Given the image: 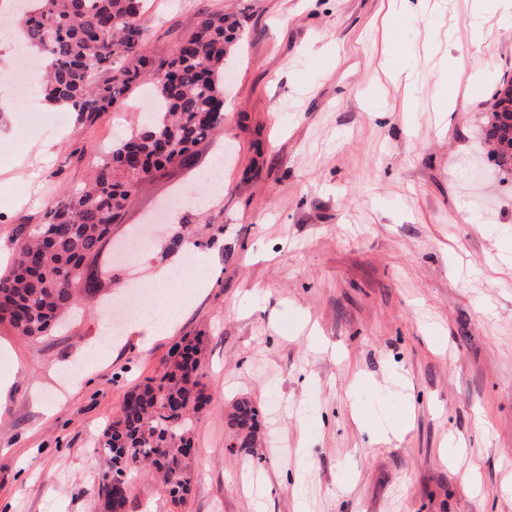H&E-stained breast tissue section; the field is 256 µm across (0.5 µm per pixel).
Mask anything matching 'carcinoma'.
Returning <instances> with one entry per match:
<instances>
[{"label": "carcinoma", "mask_w": 512, "mask_h": 512, "mask_svg": "<svg viewBox=\"0 0 512 512\" xmlns=\"http://www.w3.org/2000/svg\"><path fill=\"white\" fill-rule=\"evenodd\" d=\"M24 2L21 24L50 61L40 86L45 100L65 105L85 123L147 84L157 97L142 126L97 162L88 187L50 207L45 221L19 242L11 270L0 274V327L37 339L102 291L96 261L132 201L131 167L147 175L182 162L220 129L224 61L241 22L234 13H204L174 55L155 60L145 54L142 0ZM510 134L512 111H491L488 141L496 146ZM199 353L197 337L173 349L160 372L127 393L118 416L104 427L99 448L109 468L93 488L101 512L129 507L125 491L145 473L167 487L174 508L185 503L194 417L205 403ZM227 425L237 447L257 446L260 413L249 399L232 405Z\"/></svg>", "instance_id": "1"}]
</instances>
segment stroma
<instances>
[{
    "label": "stroma",
    "mask_w": 512,
    "mask_h": 512,
    "mask_svg": "<svg viewBox=\"0 0 512 512\" xmlns=\"http://www.w3.org/2000/svg\"><path fill=\"white\" fill-rule=\"evenodd\" d=\"M235 12L224 125L191 157L138 180L126 239L174 193L175 223L105 295L147 280L181 225L224 227L182 268L198 290L172 333L101 352L84 307L30 340L0 329V512H96L98 448L125 394L202 337L207 403L177 512H512V171L486 157L493 93L512 78V28L469 33L471 0H144L145 51L171 56L204 12ZM478 76L469 85L470 76ZM456 97L455 111H436ZM0 120V273L45 209L82 188L93 156L143 123L134 93L81 125L37 98ZM48 145L35 154L31 143ZM223 155V192L195 205ZM261 410L254 448L227 414ZM128 512H176L147 476Z\"/></svg>",
    "instance_id": "obj_1"
}]
</instances>
